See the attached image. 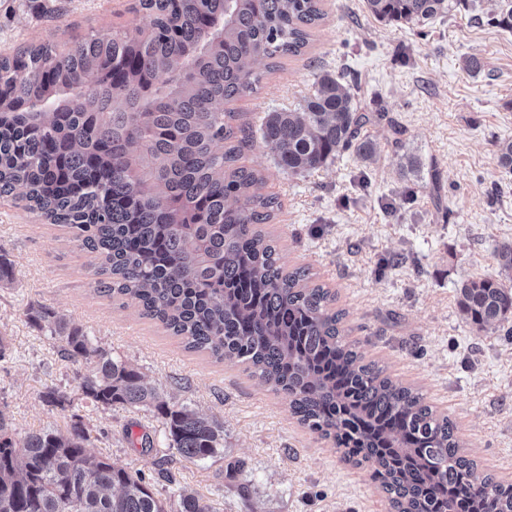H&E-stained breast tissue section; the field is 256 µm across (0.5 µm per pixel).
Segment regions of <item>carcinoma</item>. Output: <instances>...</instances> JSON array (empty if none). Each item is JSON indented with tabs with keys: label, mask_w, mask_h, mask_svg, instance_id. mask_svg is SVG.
Returning <instances> with one entry per match:
<instances>
[{
	"label": "carcinoma",
	"mask_w": 512,
	"mask_h": 512,
	"mask_svg": "<svg viewBox=\"0 0 512 512\" xmlns=\"http://www.w3.org/2000/svg\"><path fill=\"white\" fill-rule=\"evenodd\" d=\"M493 18L512 32V0ZM379 20L424 23L454 0H365ZM150 34H92L64 52L50 45L0 58V194L23 191L28 208L66 227L97 255L94 291L135 304L186 349L237 361L343 459L365 465L389 512H485L478 481L512 512V484L479 471L456 427L414 387L392 379L347 340L337 293L309 271H285L259 228L277 198L260 171L238 164L251 127L224 105L256 89L258 65L298 56L324 18L321 0H142ZM179 75L155 87L164 75ZM345 76L322 70L296 110L261 117L262 143L290 175L318 170L339 151L374 156ZM51 103L56 111L43 112ZM512 173V140L498 143ZM462 318L512 337V286L472 277L457 290ZM67 359H93L85 396L104 406L155 408L169 447L188 459L217 454L223 427L187 405H169L126 361L79 329L55 324ZM80 422L14 437L0 417V512H213L181 490L159 498L139 472L91 455Z\"/></svg>",
	"instance_id": "carcinoma-1"
}]
</instances>
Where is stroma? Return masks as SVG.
<instances>
[{
	"label": "stroma",
	"instance_id": "1",
	"mask_svg": "<svg viewBox=\"0 0 512 512\" xmlns=\"http://www.w3.org/2000/svg\"><path fill=\"white\" fill-rule=\"evenodd\" d=\"M497 3L459 0L445 16L407 24L374 18L364 0H323L310 47L230 108L257 125L265 112L297 108L326 70L350 72L358 107L386 114L369 129L371 161L342 151L291 175L258 141L243 162L266 175V193L280 202L274 230L287 268H310L336 291L349 340L392 378L420 388L479 469L510 484L512 342L466 323L456 306L461 281L503 278L498 250L512 243V174L497 156L498 142L512 139V32L493 24ZM148 26L138 0H0V56L38 44L63 52L97 32L135 35ZM471 54L484 64L480 74L463 66ZM391 120L404 131L401 145L392 143ZM406 154L420 159L423 174L401 171ZM0 255L13 267L0 282V414L16 435L65 432L81 421L89 452L144 473L160 497L195 491L215 512H387L369 472L299 424L285 396L243 365L188 352L135 308L95 294V254L16 193L0 195ZM58 322L138 367L168 403L217 420L223 449L183 458L156 410L84 398L80 384L93 365L61 356L51 336ZM50 392L60 403L47 401ZM144 437L150 447H141Z\"/></svg>",
	"mask_w": 512,
	"mask_h": 512
}]
</instances>
